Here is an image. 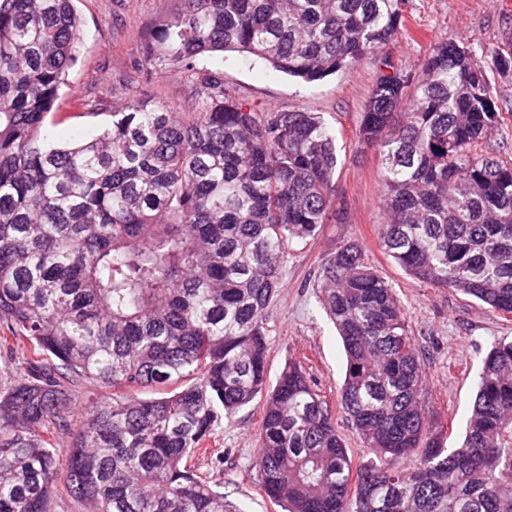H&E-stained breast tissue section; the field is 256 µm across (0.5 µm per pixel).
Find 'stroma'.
I'll return each mask as SVG.
<instances>
[{
  "instance_id": "obj_1",
  "label": "stroma",
  "mask_w": 512,
  "mask_h": 512,
  "mask_svg": "<svg viewBox=\"0 0 512 512\" xmlns=\"http://www.w3.org/2000/svg\"><path fill=\"white\" fill-rule=\"evenodd\" d=\"M183 0H74L81 17L78 60L54 106L55 141L93 135L127 101L173 104L191 111L196 83L178 72L145 62L154 33L176 18ZM406 33L391 42L386 58L417 75L439 43L450 41L469 51L485 76L499 118L480 143L481 153L512 160V71L492 63L496 51L512 50V0H405ZM199 73L223 78L224 85L257 112H317L336 134L338 166L328 224L308 244L290 250L283 265V286L273 300L269 330L268 381L276 383L284 366L302 365L336 420L353 466L370 458L340 406L345 364L342 343L319 306L315 281L342 239L362 243L371 265L390 282L401 300L409 331L421 353L426 375L425 409L443 434L446 447L463 439L474 400V380L483 352L512 339V315L491 312L476 299L450 288L422 283L399 267L380 247L377 225L385 223L381 160L362 144L358 128L368 99L383 73L369 60L349 73L305 83L246 60L237 52L203 54ZM262 405L253 403L218 429L215 444L223 468L199 458L195 466L224 487V498L242 512H283L265 495L255 466Z\"/></svg>"
}]
</instances>
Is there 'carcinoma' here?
<instances>
[{"label":"carcinoma","mask_w":512,"mask_h":512,"mask_svg":"<svg viewBox=\"0 0 512 512\" xmlns=\"http://www.w3.org/2000/svg\"><path fill=\"white\" fill-rule=\"evenodd\" d=\"M184 2L148 64L194 74L198 55L235 51L311 83L404 28V0ZM80 26L72 0H0V344L29 348L27 377L0 392V512H50L60 490L90 512H228L190 461L223 464L210 441L258 398L255 466L286 512H512V341L483 353L464 440L444 447L402 305L359 243L336 245L316 288L344 349L341 408L373 457L352 469L300 366L267 385L281 266L335 192L324 119L252 112L208 76L192 112L132 100L55 144ZM497 118L470 53L442 42L418 77L381 75L358 138L381 157L385 253L507 316L512 162L477 151ZM83 381L112 400L75 410ZM54 429L70 430L63 453Z\"/></svg>","instance_id":"1"}]
</instances>
